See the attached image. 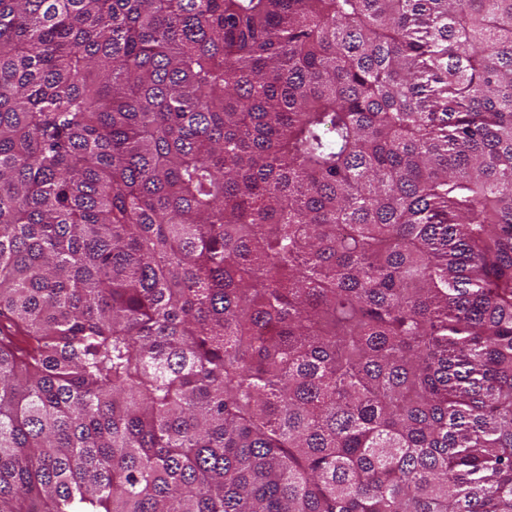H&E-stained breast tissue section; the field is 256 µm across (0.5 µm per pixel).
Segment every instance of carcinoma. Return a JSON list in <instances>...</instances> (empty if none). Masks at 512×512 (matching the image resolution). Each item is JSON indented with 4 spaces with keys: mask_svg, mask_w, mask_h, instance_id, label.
Here are the masks:
<instances>
[{
    "mask_svg": "<svg viewBox=\"0 0 512 512\" xmlns=\"http://www.w3.org/2000/svg\"><path fill=\"white\" fill-rule=\"evenodd\" d=\"M0 512H512V0H0Z\"/></svg>",
    "mask_w": 512,
    "mask_h": 512,
    "instance_id": "obj_1",
    "label": "carcinoma"
}]
</instances>
